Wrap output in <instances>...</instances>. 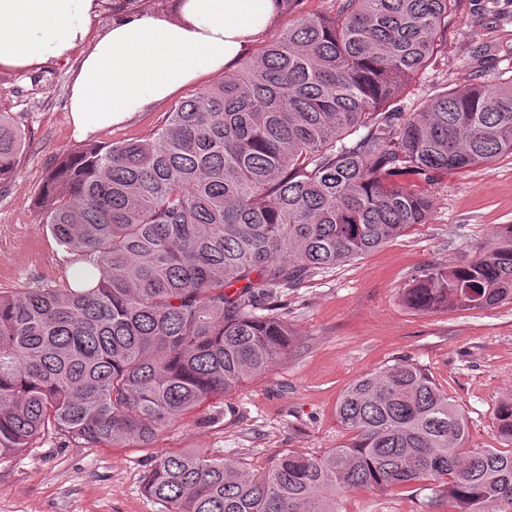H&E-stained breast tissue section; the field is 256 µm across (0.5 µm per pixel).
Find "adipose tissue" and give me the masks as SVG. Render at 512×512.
<instances>
[{"mask_svg":"<svg viewBox=\"0 0 512 512\" xmlns=\"http://www.w3.org/2000/svg\"><path fill=\"white\" fill-rule=\"evenodd\" d=\"M103 0H0V71H37L86 53L71 83L70 112L85 135L131 120L201 75L246 54L282 0H172L147 11L115 0L111 21L93 23Z\"/></svg>","mask_w":512,"mask_h":512,"instance_id":"obj_1","label":"adipose tissue"}]
</instances>
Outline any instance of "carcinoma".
I'll use <instances>...</instances> for the list:
<instances>
[{
	"mask_svg": "<svg viewBox=\"0 0 512 512\" xmlns=\"http://www.w3.org/2000/svg\"><path fill=\"white\" fill-rule=\"evenodd\" d=\"M336 2L181 101L149 138L57 161L46 223L91 269L83 288L0 294V457L49 426L89 447H149L288 352L292 332L270 306L280 289L427 222L429 197L393 177L512 155L511 76L397 104L460 0ZM24 139L0 112L1 186ZM508 300L512 224L479 258L403 293L421 313ZM336 415L345 440L320 456L288 450L257 468L166 451L144 489L170 512H340L350 490L429 479L430 505L512 512V449L466 447V417L418 364L356 380ZM495 432L512 443V402Z\"/></svg>",
	"mask_w": 512,
	"mask_h": 512,
	"instance_id": "obj_1",
	"label": "carcinoma"
}]
</instances>
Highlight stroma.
I'll use <instances>...</instances> for the list:
<instances>
[{"label":"stroma","instance_id":"1","mask_svg":"<svg viewBox=\"0 0 512 512\" xmlns=\"http://www.w3.org/2000/svg\"><path fill=\"white\" fill-rule=\"evenodd\" d=\"M79 56L41 73L0 71V112L25 133L17 173L0 189V293L55 288L74 265L40 205L57 158L78 151L69 112ZM512 76V0H461L424 76L400 90L404 104L449 88ZM218 77L201 76L130 122L93 133L117 142L148 137L168 112ZM420 187L431 200L416 224L363 257L282 289L276 303L293 332L288 352L235 392L212 398L172 425L153 447L88 448L54 431L17 457L0 459V512H167L143 490L161 449H200L257 466L289 449L319 455L343 441L336 404L354 381L407 358L425 368L467 419V445L499 448L496 413L512 399V300L488 309L420 313L402 295L428 268L467 263L497 225L512 224V156L462 171L437 172ZM421 483L343 497L342 512H454L426 507Z\"/></svg>","mask_w":512,"mask_h":512}]
</instances>
